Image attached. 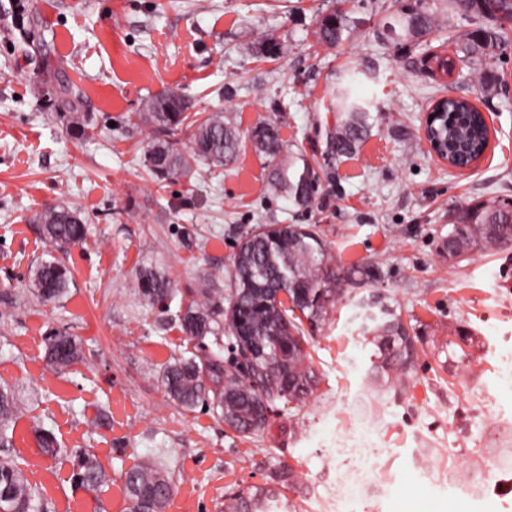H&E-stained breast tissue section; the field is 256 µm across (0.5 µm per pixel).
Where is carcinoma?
Here are the masks:
<instances>
[{"label": "carcinoma", "instance_id": "obj_1", "mask_svg": "<svg viewBox=\"0 0 512 512\" xmlns=\"http://www.w3.org/2000/svg\"><path fill=\"white\" fill-rule=\"evenodd\" d=\"M448 12L437 0H393L389 32L402 42L422 41L432 32L448 29L454 56H433L437 69L450 75L456 65L467 69L481 97L498 93L500 78L495 71L507 42L496 28L475 25L480 16H491L512 23V0H446ZM3 18L12 37V54L29 66L39 106L65 127L76 142L89 136L91 113L86 110L84 91L68 76L64 60L55 55L53 42L45 37L42 19L33 0H9ZM359 20L352 10L339 9L317 21V43L332 49L348 40ZM345 114L330 133V153H353L369 128L370 112L350 89L337 91ZM192 104L184 95L168 91L147 100L143 110L134 114L133 124L152 129L142 155V167L158 183L176 178H200L203 162L212 168L228 166L240 149V133L222 112L193 118ZM448 123H439L442 140L466 142L467 154L477 156L487 143L486 127L478 109L469 100L449 101L445 107ZM188 132V142L178 135ZM254 148L269 168L270 183L279 194L297 206L307 208L315 198L319 177L304 157L289 158L283 152L280 126L263 121L250 131ZM44 239L63 252L82 242L89 231L81 212L64 204L48 205L36 215ZM512 241V201L486 204L477 202L460 209L451 221L448 243L441 254L458 262L479 252L503 247ZM72 274L57 257L31 266L28 288L40 302H59L68 292ZM140 301L147 307L170 310L168 302L180 298L173 319L192 339L227 334L239 351L238 337L246 336L259 344L263 356L246 358L228 370L219 358L198 355L176 358L168 363L162 384L167 396L186 410L209 402L221 409L224 422L245 435L263 427L267 412L276 400L302 403L319 384L310 351V337L304 323L325 320L339 295L336 275L328 266L326 248L312 224H259L241 238L233 258L229 293L212 287L210 278L200 280L197 288L182 291L165 275L142 268L134 281ZM284 290L291 298L286 304L278 299ZM367 341L374 346L370 379L387 392L403 393L409 387L417 366L416 343L399 319L377 325ZM81 358V342L64 329H50L45 335L47 369L61 374ZM19 405L14 392L0 386V512H42L38 493L25 480L20 463L10 453L13 436L10 424ZM37 444L47 456L60 452L54 436L37 432ZM491 454L502 466L512 469V436L493 448H478L465 473L448 461V479L471 483L481 471L485 454ZM73 479L84 489L95 492L104 474L93 454H75ZM285 481L280 473L272 486L239 493L230 504V512H299L293 502L283 503L285 495L278 486ZM125 488L131 512L146 508L165 512L174 492V484L165 471L153 463L136 466L125 473Z\"/></svg>", "mask_w": 512, "mask_h": 512}]
</instances>
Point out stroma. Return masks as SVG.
I'll return each instance as SVG.
<instances>
[{"label":"stroma","mask_w":512,"mask_h":512,"mask_svg":"<svg viewBox=\"0 0 512 512\" xmlns=\"http://www.w3.org/2000/svg\"><path fill=\"white\" fill-rule=\"evenodd\" d=\"M391 0H373L368 28L335 49L316 46V21L335 0H35L65 61L88 96L94 130L73 143L41 111L22 65L0 45V295L14 300L0 320V385L22 403L11 453L41 496L42 512H129L124 473L163 464L176 491L166 512H225L241 491L292 470L288 498L304 512H512V487L476 498L449 491L422 451L435 448L464 463L512 426V247L449 265L439 250L454 210L512 199V45L497 63L503 82L481 99L467 76H431L428 51H446L447 32L396 45L377 37ZM282 47L266 54L264 35ZM360 70L372 98L368 133L355 153L333 156L336 85ZM176 87L196 113L221 112L242 134L229 166L202 179L154 182L140 166L148 127L132 113ZM454 93L476 102L490 125L478 166L454 172L422 138L424 114ZM285 111H275L277 103ZM277 121L287 155H303L320 176L309 208L273 192L269 170L248 136ZM81 209L86 240L64 255L72 271L67 296L41 303L25 286L31 264L49 246L31 221L43 204ZM257 224L317 225L339 278L341 297L308 327L319 385L304 403L275 402L263 429L242 435L219 409L188 411L166 395L161 377L176 357L231 359L228 336L189 339L168 314L147 309L132 287L153 268L178 287L213 276L229 287L241 237ZM369 266L373 280L351 278ZM421 339L408 391L369 389L372 347L365 336L383 309ZM63 328L82 344L65 373L45 364L46 332ZM473 338L466 366L454 369L448 344ZM376 450L360 468L374 470L384 493H361L343 476V448L360 416ZM61 448L42 454L36 430ZM96 455L101 491L75 487L72 453Z\"/></svg>","instance_id":"stroma-1"}]
</instances>
